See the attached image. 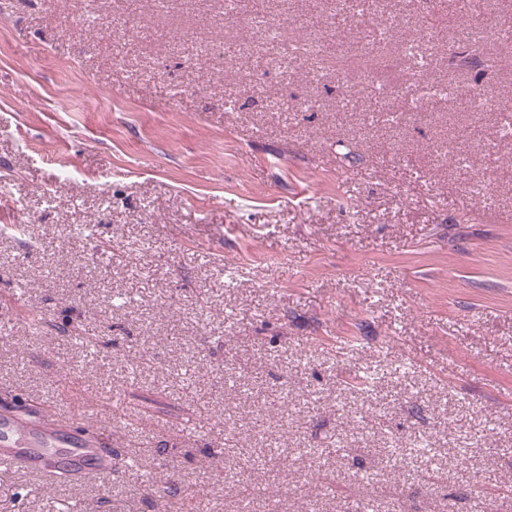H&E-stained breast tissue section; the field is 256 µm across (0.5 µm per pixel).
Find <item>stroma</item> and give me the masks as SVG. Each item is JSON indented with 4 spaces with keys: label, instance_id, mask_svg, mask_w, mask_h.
<instances>
[{
    "label": "stroma",
    "instance_id": "obj_1",
    "mask_svg": "<svg viewBox=\"0 0 512 512\" xmlns=\"http://www.w3.org/2000/svg\"><path fill=\"white\" fill-rule=\"evenodd\" d=\"M461 6L426 74L457 94L407 112L336 83L374 61L336 59L365 31L324 0L282 34L318 12L323 79L279 56L253 85L224 0H0V407L132 414L107 481L0 470V512H170L183 486L191 512H512V0ZM425 8L382 0L384 57Z\"/></svg>",
    "mask_w": 512,
    "mask_h": 512
}]
</instances>
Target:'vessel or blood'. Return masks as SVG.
<instances>
[{"mask_svg": "<svg viewBox=\"0 0 512 512\" xmlns=\"http://www.w3.org/2000/svg\"><path fill=\"white\" fill-rule=\"evenodd\" d=\"M0 462L54 479L64 471L77 478L111 472V429L96 407L66 417L35 411H0Z\"/></svg>", "mask_w": 512, "mask_h": 512, "instance_id": "1", "label": "vessel or blood"}]
</instances>
